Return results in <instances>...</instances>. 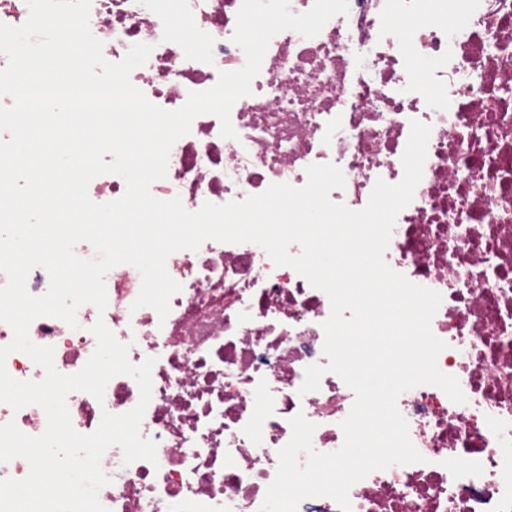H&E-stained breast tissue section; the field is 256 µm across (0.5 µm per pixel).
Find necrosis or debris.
<instances>
[{
  "label": "necrosis or debris",
  "mask_w": 512,
  "mask_h": 512,
  "mask_svg": "<svg viewBox=\"0 0 512 512\" xmlns=\"http://www.w3.org/2000/svg\"><path fill=\"white\" fill-rule=\"evenodd\" d=\"M242 0H92L89 24L108 61L152 45L131 81L154 104L180 108L245 55L232 41ZM447 0H349L312 38L285 30L270 41L250 95L231 112L236 138L211 114L173 145L167 176L150 191L197 211L305 185L311 164L345 175L332 200L362 209L376 180L399 183L412 121L432 128L423 177L397 216L385 260L440 293L431 331L446 342L439 369L467 398L434 385L397 406L420 463L369 474L349 490L350 512H512V0H461L452 26L426 23ZM182 286L159 320L133 309L141 278L129 264L106 277L108 304L77 312L78 328L53 317L30 338L55 349L61 373L78 372L104 319L129 359L154 358L152 398L140 425L157 460L123 465L110 447L99 492L107 512H259L297 413L315 423L313 446L343 442L353 391L326 373L300 394L305 370L327 364L323 321L330 301L293 268L252 243L206 241L167 261ZM139 400L134 378H112L103 400L75 391L74 428L92 433L103 412Z\"/></svg>",
  "instance_id": "necrosis-or-debris-1"
}]
</instances>
